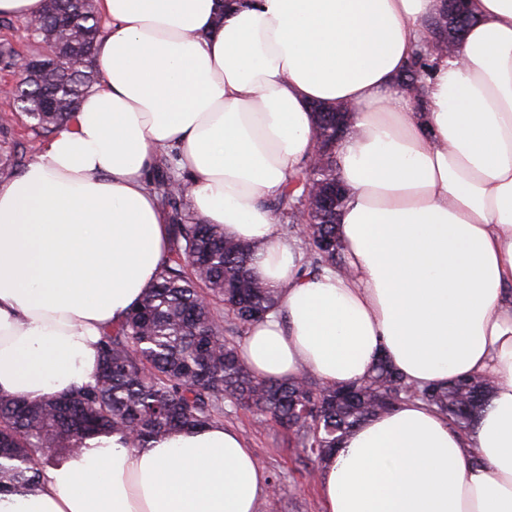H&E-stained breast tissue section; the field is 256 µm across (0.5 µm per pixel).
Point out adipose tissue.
I'll return each mask as SVG.
<instances>
[{"mask_svg":"<svg viewBox=\"0 0 512 512\" xmlns=\"http://www.w3.org/2000/svg\"><path fill=\"white\" fill-rule=\"evenodd\" d=\"M102 79L73 121L0 180V393L92 379L166 256L146 186L178 153L191 205L252 243L279 308L241 346L256 375L328 384L387 356L416 387L488 375L467 433L412 399L321 467L325 512H512V0H468L456 55L421 98L399 77L442 0H94ZM354 106L337 150L342 270L304 258L266 204L312 150L313 103ZM266 472L224 425L153 447L98 436L0 512H255Z\"/></svg>","mask_w":512,"mask_h":512,"instance_id":"adipose-tissue-1","label":"adipose tissue"}]
</instances>
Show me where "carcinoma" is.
Listing matches in <instances>:
<instances>
[{
  "label": "carcinoma",
  "instance_id": "obj_1",
  "mask_svg": "<svg viewBox=\"0 0 512 512\" xmlns=\"http://www.w3.org/2000/svg\"><path fill=\"white\" fill-rule=\"evenodd\" d=\"M452 27L431 22L435 41L460 40L469 24ZM100 32L92 0H50L32 35L53 42L79 59L75 67H48L23 72L17 95L26 101V116L36 129L52 132L69 121L100 72L91 64ZM432 51L419 48L408 74L424 82ZM316 125L328 134L331 151L289 176L271 207L300 224L305 266L316 274L331 266L342 269L344 257L336 240V224L344 205L322 209L308 223L294 209L298 191L308 180L336 179V113L316 114ZM165 175L158 181L159 202L173 209L167 255L158 277L124 323L100 339V364L94 382L63 395L36 400L0 395V495L30 493L39 487L46 468L59 466L98 434H119L131 448L181 429L224 423V401L248 409L261 423H274L294 435L304 464H326L341 439L371 417L417 398L466 433L487 406L494 391L488 377L457 380L433 387L430 396L409 391L410 384L386 360L369 375L342 387L328 386L305 370L285 380L254 375L240 355L237 338L277 308L279 294L254 275L253 247L207 224L193 209L188 193L171 185L189 186L179 173L175 154L162 156Z\"/></svg>",
  "mask_w": 512,
  "mask_h": 512
}]
</instances>
